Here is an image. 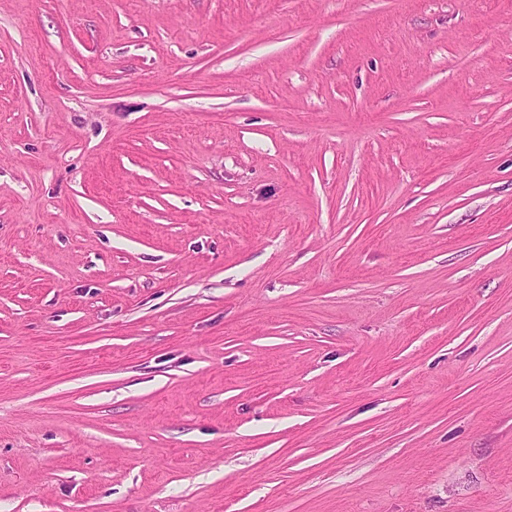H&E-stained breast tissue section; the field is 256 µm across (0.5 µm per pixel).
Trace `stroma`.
<instances>
[{"label":"stroma","mask_w":512,"mask_h":512,"mask_svg":"<svg viewBox=\"0 0 512 512\" xmlns=\"http://www.w3.org/2000/svg\"><path fill=\"white\" fill-rule=\"evenodd\" d=\"M0 512H512V0H0Z\"/></svg>","instance_id":"stroma-1"}]
</instances>
